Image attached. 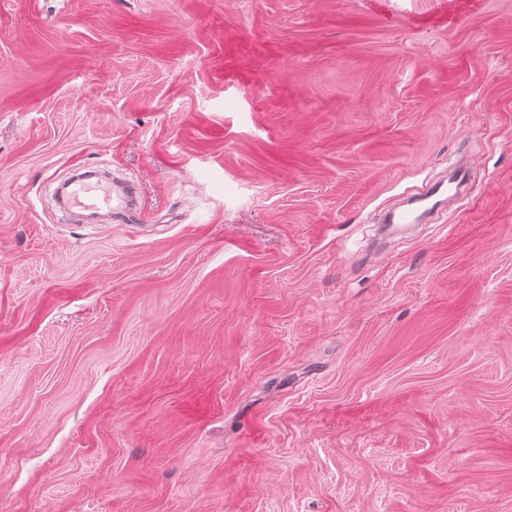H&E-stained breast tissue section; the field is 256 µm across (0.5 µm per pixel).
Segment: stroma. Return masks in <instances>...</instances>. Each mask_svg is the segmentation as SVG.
<instances>
[{
	"label": "stroma",
	"instance_id": "stroma-1",
	"mask_svg": "<svg viewBox=\"0 0 512 512\" xmlns=\"http://www.w3.org/2000/svg\"><path fill=\"white\" fill-rule=\"evenodd\" d=\"M0 512H512V0H0ZM455 188L456 184L453 180H448V184L443 182L434 185L408 204L415 205V207L392 212L388 219L389 224H394L393 226L416 224L423 216L438 210L441 205L452 198L455 194Z\"/></svg>",
	"mask_w": 512,
	"mask_h": 512
}]
</instances>
